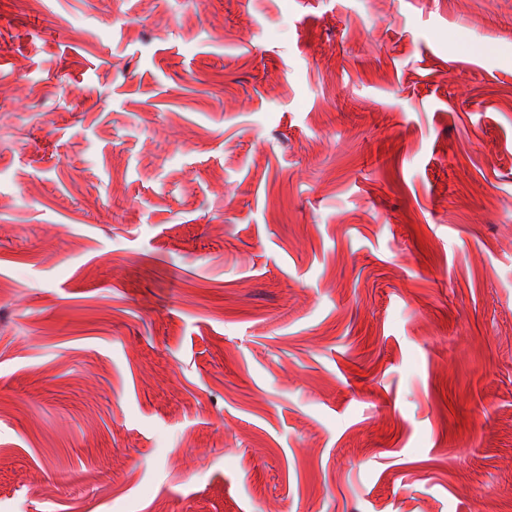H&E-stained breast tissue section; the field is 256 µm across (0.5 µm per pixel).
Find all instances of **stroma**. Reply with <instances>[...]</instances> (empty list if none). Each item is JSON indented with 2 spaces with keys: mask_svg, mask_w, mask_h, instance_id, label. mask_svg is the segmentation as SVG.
<instances>
[{
  "mask_svg": "<svg viewBox=\"0 0 512 512\" xmlns=\"http://www.w3.org/2000/svg\"><path fill=\"white\" fill-rule=\"evenodd\" d=\"M0 512H512V0H0Z\"/></svg>",
  "mask_w": 512,
  "mask_h": 512,
  "instance_id": "stroma-1",
  "label": "stroma"
}]
</instances>
